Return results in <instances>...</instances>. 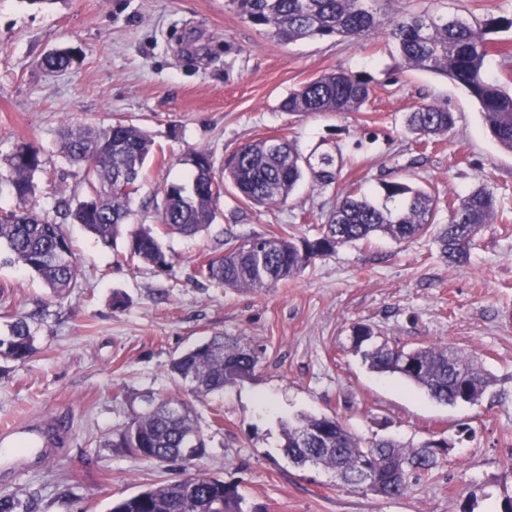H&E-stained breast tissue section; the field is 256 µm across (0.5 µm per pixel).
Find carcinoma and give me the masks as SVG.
Returning a JSON list of instances; mask_svg holds the SVG:
<instances>
[{
	"mask_svg": "<svg viewBox=\"0 0 512 512\" xmlns=\"http://www.w3.org/2000/svg\"><path fill=\"white\" fill-rule=\"evenodd\" d=\"M381 0H228L232 9L252 26L281 43L304 38L340 36L360 40L380 33L392 40L403 65L443 75L460 85L479 103L484 125L499 146L512 152V92L486 75V58L495 49L493 35L512 29V17L487 15L467 21L448 14H412L389 17ZM76 53L62 49L45 55L41 65L66 70ZM371 79L343 70L326 72L291 91L280 102L284 112L323 114L357 112L371 98ZM452 112L420 104L406 115V126L418 143L426 145L454 126ZM277 146L263 138L241 145L224 166V179L214 176L211 152L191 150L182 158L189 167L186 182L161 189L162 206L157 224L167 235L196 236L216 218L217 204L228 185L236 200L246 206L286 203L306 177L322 188L334 187L336 203L321 235L313 241L286 232L258 235L245 241L224 239V252L205 257L197 273L207 282L226 288L261 290L294 278L313 259L336 246L368 241L383 234L402 242L431 236L441 254L454 267L468 264L473 237L496 214L493 194L478 187L448 207V223H436L438 198L395 175L381 182L395 210L378 205L351 188L336 185L334 159L323 155L317 164L301 156L286 137ZM153 151L148 132L133 124L116 123L87 128L67 121L61 130L60 153L78 169L84 195L78 201L64 196L56 211L83 225L102 243L112 245L128 235L124 258L167 274L172 262L163 241L152 228L130 230L131 199L139 191L146 163ZM6 181L20 202L18 208L0 211V245L10 261L34 273L52 295L62 296L80 286L84 278L71 242L62 225L51 221L32 204L34 177L45 171L40 149L22 143L10 155ZM377 332L367 324L352 327L355 347L373 340ZM35 330L30 316H11L0 327V357L24 360L35 350ZM372 370L398 373L431 399L446 405L474 403L491 384V378L474 361L448 343L405 349L388 343L374 344L364 352ZM259 364L255 350L230 336L217 333L189 348L170 364L172 376L194 398L222 392L250 377ZM196 438L194 456L185 453L186 441ZM283 448L291 461L304 466L316 456L321 465L340 475L342 483L361 490L357 475L369 468L384 493L398 497L409 483L439 466L448 454V441L407 446L392 438L367 441L343 423L326 416H302L287 424ZM116 448L158 463L190 462L206 453V440L195 407L180 393L169 394L135 410L129 421L108 441ZM111 512H245L236 487L212 477L190 475L160 482L122 498Z\"/></svg>",
	"mask_w": 512,
	"mask_h": 512,
	"instance_id": "carcinoma-1",
	"label": "carcinoma"
}]
</instances>
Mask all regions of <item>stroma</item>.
<instances>
[{"instance_id":"1","label":"stroma","mask_w":512,"mask_h":512,"mask_svg":"<svg viewBox=\"0 0 512 512\" xmlns=\"http://www.w3.org/2000/svg\"><path fill=\"white\" fill-rule=\"evenodd\" d=\"M392 17L445 13L512 16V0H387ZM78 52L66 71L41 66L56 49ZM343 69L369 75L371 101L357 112L303 115L281 100L309 79ZM432 103L455 125L420 151L407 112ZM115 121L148 131L154 152L134 199L132 225L156 221L165 184L181 182L182 156L213 153L216 176L242 144L285 136L299 153L335 156L340 180L383 202L390 171L448 203L483 186L498 214L476 235L467 265L454 268L431 237H377L314 259L294 279L263 290L224 288L197 273L225 231L240 239L291 231L315 238L336 197L304 181L277 207L240 208L231 195L211 228L170 236V274L125 262L126 240L101 244L64 221L86 277L51 297L21 266L0 260L9 284L0 315H34L35 351L0 358V427L26 421L65 431L53 457L0 465V493L16 512H109L113 500L183 478L106 447L145 399L174 392L173 358L217 333L261 351L254 375L196 401L207 453L189 470L235 485L247 512H501L512 485V153L484 127L478 103L446 77L407 69L394 44L315 37L283 44L241 20L226 0H0V175L25 142L40 148L38 208L49 219L58 194L82 188L58 153L64 120ZM125 299L113 309V293ZM408 348L447 342L473 355L494 383L474 404L444 405L398 375L377 373L351 339L355 324ZM220 411L224 424L210 423ZM304 415L335 417L368 439L419 445L448 438L446 461L398 497L354 490L321 467L286 457L282 425Z\"/></svg>"}]
</instances>
